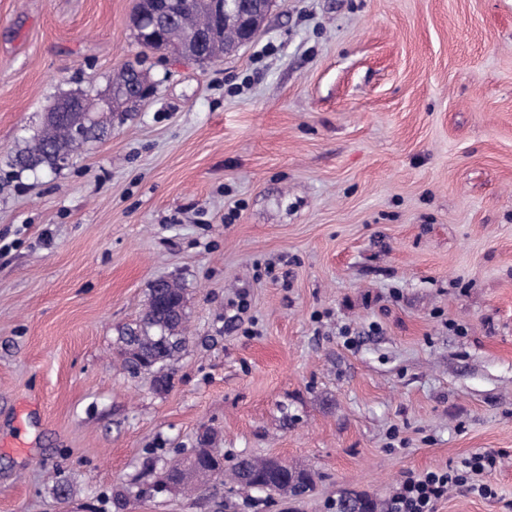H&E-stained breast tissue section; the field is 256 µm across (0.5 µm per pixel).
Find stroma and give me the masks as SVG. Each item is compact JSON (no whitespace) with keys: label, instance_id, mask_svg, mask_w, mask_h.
Instances as JSON below:
<instances>
[{"label":"stroma","instance_id":"35a3bbf8","mask_svg":"<svg viewBox=\"0 0 512 512\" xmlns=\"http://www.w3.org/2000/svg\"><path fill=\"white\" fill-rule=\"evenodd\" d=\"M136 4L0 0V512H335L475 453L497 498L434 512H512V0H275L213 62L141 47ZM135 61L107 137L12 165ZM160 278L163 393L114 361ZM206 434L312 491L150 493ZM383 505L367 494L345 493L336 500V512H381Z\"/></svg>","mask_w":512,"mask_h":512}]
</instances>
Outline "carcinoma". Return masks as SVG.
<instances>
[{
    "label": "carcinoma",
    "instance_id": "1",
    "mask_svg": "<svg viewBox=\"0 0 512 512\" xmlns=\"http://www.w3.org/2000/svg\"><path fill=\"white\" fill-rule=\"evenodd\" d=\"M210 24V12L204 0H192L180 13L179 19L164 30L163 43L190 57L194 43L189 41V34ZM239 44L237 30L226 24L213 41L211 54L226 53ZM81 101L82 111L73 115V121L89 122L87 141L92 143L104 135L107 120L95 113L96 98L87 94ZM79 147L81 144L72 138L68 126L49 120L34 138V144L16 156V165L24 170L54 169L59 153L69 154ZM186 302V289L177 281L166 280L161 287L150 288L148 302L139 318L120 331L115 360L133 376L142 372L151 374L157 390L169 386L168 366L189 345L185 334ZM212 441L213 437L206 435L191 454L170 461L157 484L178 475L185 491L199 490L208 482L217 480L239 488L264 489L292 498L305 494L311 487L312 475L308 470L279 466L270 459L242 457L226 468L224 460L211 448ZM52 482L56 500L68 499L71 494L68 478L57 472ZM381 508L382 504L367 494L345 493L336 500V512H381Z\"/></svg>",
    "mask_w": 512,
    "mask_h": 512
}]
</instances>
